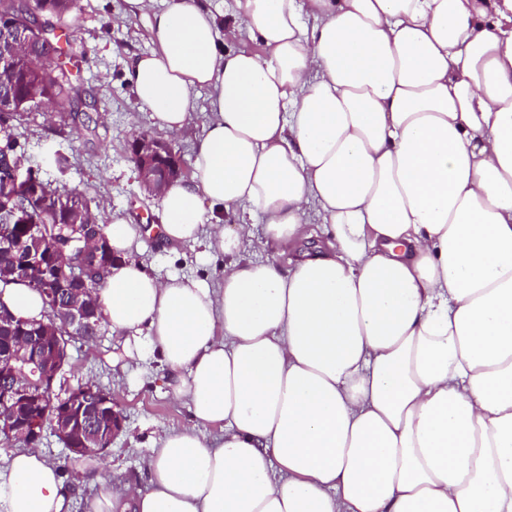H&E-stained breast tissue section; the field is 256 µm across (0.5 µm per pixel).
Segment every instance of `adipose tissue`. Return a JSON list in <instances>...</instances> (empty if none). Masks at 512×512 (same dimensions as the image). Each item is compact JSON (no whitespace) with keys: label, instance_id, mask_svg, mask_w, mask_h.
Wrapping results in <instances>:
<instances>
[{"label":"adipose tissue","instance_id":"obj_1","mask_svg":"<svg viewBox=\"0 0 512 512\" xmlns=\"http://www.w3.org/2000/svg\"><path fill=\"white\" fill-rule=\"evenodd\" d=\"M123 2L149 17L128 77L159 129L213 90L161 234L228 262L162 279L140 225L106 228L119 359L158 356L193 421L93 512H512V0H235L222 34L196 0ZM314 216L324 248L252 260ZM0 304L44 317L21 281ZM68 508L40 449L0 468V512Z\"/></svg>","mask_w":512,"mask_h":512}]
</instances>
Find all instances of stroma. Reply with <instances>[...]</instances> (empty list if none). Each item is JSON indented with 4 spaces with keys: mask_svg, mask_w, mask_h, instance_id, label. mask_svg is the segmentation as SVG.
<instances>
[{
    "mask_svg": "<svg viewBox=\"0 0 512 512\" xmlns=\"http://www.w3.org/2000/svg\"><path fill=\"white\" fill-rule=\"evenodd\" d=\"M122 5L123 0H75L70 14L76 31L72 72L86 92L83 109L94 116V123L85 125L69 118L49 122L38 114L17 133L20 144L32 155H40L48 146L62 149L69 159L67 171L45 167L40 175L91 197L99 224L107 226L113 218L123 217L150 230L160 221L158 198L142 188L129 146L138 133L145 132L167 142L183 164H190L195 142L209 120L211 91H195L186 132L173 134L155 127L149 112L140 110L127 76L132 58L151 52L154 45L144 18L120 21ZM133 114L138 117L134 126L129 123ZM135 257L163 278L217 282L224 275L223 258L205 257L200 240L169 243L150 231L142 237ZM118 342L107 327L93 340L73 339L69 364L55 385L59 394L85 383L106 391L116 385L123 389L119 408L125 427L104 453L111 467L102 477L93 474L90 457L68 456L53 434H46L40 445L50 462L64 467L70 512H92L104 481L116 493L127 482L147 487L145 460L155 440L192 419L185 404L165 396V370L158 359H147L132 375L113 366L112 351Z\"/></svg>",
    "mask_w": 512,
    "mask_h": 512,
    "instance_id": "obj_1",
    "label": "stroma"
}]
</instances>
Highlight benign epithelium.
I'll return each mask as SVG.
<instances>
[{"mask_svg":"<svg viewBox=\"0 0 512 512\" xmlns=\"http://www.w3.org/2000/svg\"><path fill=\"white\" fill-rule=\"evenodd\" d=\"M139 178L154 194L183 173V166L171 149L150 137L132 143ZM99 245L77 250L67 236L48 240L46 248L30 250L27 261L41 270L60 277L65 266L84 265L87 255L98 254ZM47 278L31 280V286L43 293L49 308V322L38 323L31 332L22 333L17 344L0 350V412L7 413L10 436L33 445L40 444L44 432L51 431L69 449L78 454L106 451L124 428L111 394L94 392L81 385L66 397L43 400L32 396L35 387L53 390L66 363L63 332L73 337L85 334L90 305L85 288L45 287Z\"/></svg>","mask_w":512,"mask_h":512,"instance_id":"obj_1","label":"benign epithelium"}]
</instances>
